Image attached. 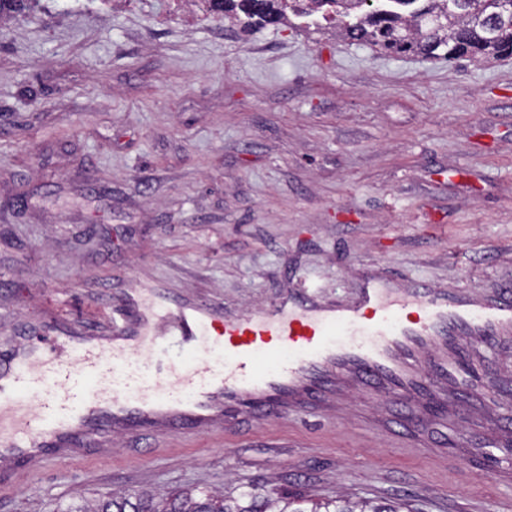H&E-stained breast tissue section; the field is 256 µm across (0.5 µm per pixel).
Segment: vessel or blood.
I'll return each instance as SVG.
<instances>
[{"label":"vessel or blood","instance_id":"obj_1","mask_svg":"<svg viewBox=\"0 0 512 512\" xmlns=\"http://www.w3.org/2000/svg\"><path fill=\"white\" fill-rule=\"evenodd\" d=\"M93 332L49 313L0 354V486L20 473L109 452L114 434L223 428L258 406L308 407L319 385L352 379L420 403L429 384L466 388L461 340L512 335V291L473 295L365 278L346 307L289 292L237 316L159 291H122Z\"/></svg>","mask_w":512,"mask_h":512}]
</instances>
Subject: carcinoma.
Masks as SVG:
<instances>
[{
  "mask_svg": "<svg viewBox=\"0 0 512 512\" xmlns=\"http://www.w3.org/2000/svg\"><path fill=\"white\" fill-rule=\"evenodd\" d=\"M38 0H0V23ZM210 9L226 17L243 14L267 24L296 14H321L349 40L368 43L388 53H417L450 61L495 59L512 50V11L498 0H390L388 8L363 10L366 0H208ZM402 504L351 502L332 498L313 502L305 495H272L251 484L236 497L221 490L196 489L115 492L109 496L72 502L59 512H400Z\"/></svg>",
  "mask_w": 512,
  "mask_h": 512,
  "instance_id": "1",
  "label": "carcinoma"
}]
</instances>
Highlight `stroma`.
<instances>
[{"instance_id":"35a3bbf8","label":"stroma","mask_w":512,"mask_h":512,"mask_svg":"<svg viewBox=\"0 0 512 512\" xmlns=\"http://www.w3.org/2000/svg\"><path fill=\"white\" fill-rule=\"evenodd\" d=\"M366 271L512 289V57L391 56L317 14L246 30L204 0H40L0 23V352L58 304L112 309L123 283L234 314L291 290L348 304ZM461 357L466 409L439 389L406 422L353 384L164 457L116 438L17 480L0 512L251 483L505 512L512 341Z\"/></svg>"}]
</instances>
